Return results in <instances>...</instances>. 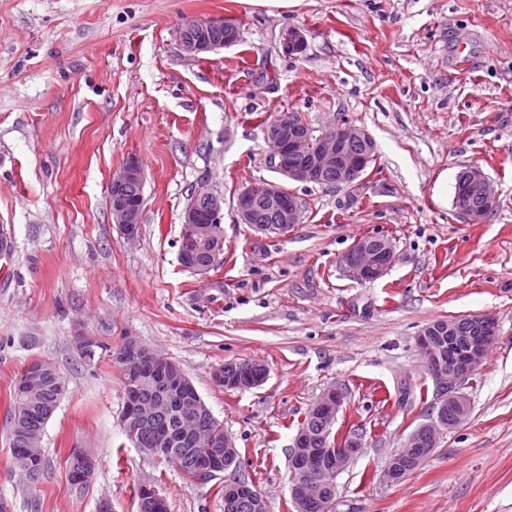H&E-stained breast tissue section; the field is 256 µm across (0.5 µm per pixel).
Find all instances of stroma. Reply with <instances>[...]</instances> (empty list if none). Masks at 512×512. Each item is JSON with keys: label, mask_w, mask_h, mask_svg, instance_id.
<instances>
[{"label": "stroma", "mask_w": 512, "mask_h": 512, "mask_svg": "<svg viewBox=\"0 0 512 512\" xmlns=\"http://www.w3.org/2000/svg\"><path fill=\"white\" fill-rule=\"evenodd\" d=\"M238 19L240 42L185 56L178 26ZM301 28L298 57L280 39ZM363 126L373 171L351 186L282 179L263 119ZM144 168L134 242L112 224L108 187ZM480 165L498 203L479 224L452 207L461 166ZM282 183L301 224L264 235L239 223L240 189ZM207 187L224 198V264L181 265L182 214ZM0 501L8 512H138L155 485L170 512H224V480H187L129 443L113 357L83 365L81 334L118 349L133 336L176 361L240 451L237 473L270 512H295L288 455L311 404L348 390L336 427L365 428L337 478L333 512H512V0H0ZM384 235L395 261L375 281L342 263ZM491 314L498 341L462 385L468 420L399 482L381 473L428 419L435 385L416 336L431 321ZM43 359L66 378L48 421L41 480L10 462L14 381ZM259 359L260 387L227 392L212 370ZM99 460L87 486L66 459ZM77 448L73 449L72 452L69 454L67 460H66V468L68 472V478L72 485L84 487L87 486V483H80L85 481H90L94 474V463L91 455L86 451L85 449L78 448L77 455L81 458V463L79 465L78 470L75 472V479L74 476L71 474V471L73 469V462H74V453Z\"/></svg>", "instance_id": "obj_1"}]
</instances>
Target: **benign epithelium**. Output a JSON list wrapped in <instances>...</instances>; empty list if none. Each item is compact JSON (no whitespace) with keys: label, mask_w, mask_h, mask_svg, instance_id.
I'll list each match as a JSON object with an SVG mask.
<instances>
[{"label":"benign epithelium","mask_w":512,"mask_h":512,"mask_svg":"<svg viewBox=\"0 0 512 512\" xmlns=\"http://www.w3.org/2000/svg\"><path fill=\"white\" fill-rule=\"evenodd\" d=\"M202 26L222 30L224 41L214 43L199 39L186 41L182 37L185 26L178 27L176 38L186 55L197 57L217 49L230 48L240 40V26L230 17H208L201 21ZM283 51L288 55L305 50L306 37L299 28L287 30L281 39ZM269 164L281 175L297 182L316 183L328 175L336 174V185L354 184L368 169L367 161L375 152V140L363 128L342 122L313 135L305 126L298 124L284 112L264 132ZM360 144L363 151L352 152L350 146ZM305 157L304 163L290 170L284 166L288 155ZM468 181L483 186V206L473 207L467 196L459 192L454 199L456 212L473 224L481 223L496 207L489 177L477 164L466 167ZM144 172L136 159L127 160L118 172L112 174L109 184L110 212L112 223L119 227L123 237L134 240L138 235L137 224L141 220L143 200ZM138 189L140 195L131 198L128 189ZM194 196L208 201L206 215L202 216L198 208L190 204L185 207L182 221L183 231L198 239H213L210 225L224 221V197L204 188L194 191ZM261 196L278 213V223H255L254 200ZM235 210L243 224H252L259 233L270 231L284 234L295 225L302 223L301 205L288 200L283 195V187L276 183H264L259 186H247L236 196ZM345 266L358 272L362 280H377L384 276L394 261V246L390 239H375L369 236L358 239L346 254ZM475 336L463 350L456 349L455 322L450 320L440 324L424 326L416 338V345L424 360L425 368L433 377L439 391V405L429 420L423 424L424 435L430 449H435L441 436L448 432L446 411L455 412L458 420L467 418L470 403L461 392L462 382L470 377L486 359L489 351L498 340L496 320L487 314L473 321ZM116 359L129 362L148 374V382L161 390L160 400L176 410L180 424L173 429L157 424L155 409L142 401L138 388L128 391L127 401L134 414L136 424L155 431V447L145 449L151 456H167L170 463L181 468L182 457L171 453L174 447L183 446L185 452L197 463V478L208 479L220 473L224 474V502L229 510L237 508L242 501L251 504L252 512H270L266 497L257 488L237 476L239 450L232 438L224 436L220 441L213 435L198 430V425L211 415L210 410L199 401V394L192 381L184 376L177 364L144 345L135 338L128 337L116 353ZM47 373L42 360L31 361L18 378L21 391L28 400L36 401L43 394V382ZM268 377V369L259 360L244 362V376L231 383L225 379L224 367L219 366L212 373L213 381L219 385L229 383L242 389L262 385ZM347 399V392L340 384L327 387L305 415V420L294 439L288 456L289 491L297 512H303L309 502L314 501L323 510L329 509L336 486L337 476L360 453L362 441L349 443L336 439L333 448L311 447L312 435L308 419L315 416L323 424V431L332 432L338 415ZM415 437L409 435L404 446L390 456L383 477L391 482L396 480L394 465L409 461L414 465L422 463L423 457L413 455ZM41 438L33 436L29 440L27 456L23 460V472L32 482L38 480L41 469ZM81 463L75 472L76 480L89 481L94 474V463L88 451L77 450ZM140 512H169L166 498L159 490L150 485L143 486V498Z\"/></svg>","instance_id":"obj_1"}]
</instances>
